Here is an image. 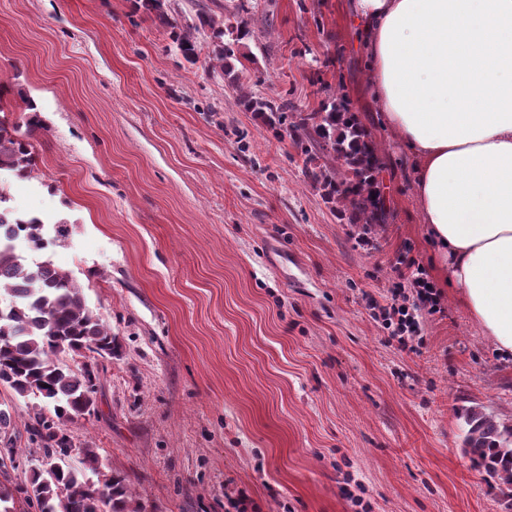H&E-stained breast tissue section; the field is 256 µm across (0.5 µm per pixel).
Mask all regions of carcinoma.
Segmentation results:
<instances>
[{"mask_svg":"<svg viewBox=\"0 0 512 512\" xmlns=\"http://www.w3.org/2000/svg\"><path fill=\"white\" fill-rule=\"evenodd\" d=\"M134 7L170 29L173 50L189 63L198 58L196 33L209 28L213 48L208 69L239 83L232 60L247 35L239 13L252 4L240 0L238 12L219 17L198 2L195 25H180L171 19L161 0H134ZM238 103L276 131L289 125L290 136L306 155L308 176L321 186L327 199L350 212L351 223L363 225L369 233L385 223L386 210L377 190V148L343 100L332 94L320 110L299 112L291 123L288 112L293 107L286 99L243 91ZM28 109L22 126L0 117V170L19 175L34 170L35 156L26 137L46 127L36 105L29 104ZM23 126L24 135L20 133ZM7 202L0 191V240L23 236L41 249L50 240L56 243L68 237L67 225H49L36 216L17 218ZM1 294L8 295L10 303L0 305V385L18 397L41 398L52 407L50 417L40 410L34 413L30 431L58 466L52 471L37 468L28 482L14 487L0 484V504L20 499L32 512H135L124 476L104 473L102 479L89 483L65 461L72 448L66 424L93 411L98 374L91 364L75 371L61 358L85 351L112 357L120 345L111 328L87 307L82 288L72 276L50 261L32 267L0 249ZM463 419L464 445L473 466L512 486V427L500 424L481 407L465 409Z\"/></svg>","mask_w":512,"mask_h":512,"instance_id":"cac0c4a2","label":"carcinoma"}]
</instances>
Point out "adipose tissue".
Instances as JSON below:
<instances>
[{"label": "adipose tissue", "instance_id": "adipose-tissue-1", "mask_svg": "<svg viewBox=\"0 0 512 512\" xmlns=\"http://www.w3.org/2000/svg\"><path fill=\"white\" fill-rule=\"evenodd\" d=\"M447 288L512 357V0H349Z\"/></svg>", "mask_w": 512, "mask_h": 512}]
</instances>
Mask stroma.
I'll use <instances>...</instances> for the list:
<instances>
[{
  "instance_id": "obj_1",
  "label": "stroma",
  "mask_w": 512,
  "mask_h": 512,
  "mask_svg": "<svg viewBox=\"0 0 512 512\" xmlns=\"http://www.w3.org/2000/svg\"><path fill=\"white\" fill-rule=\"evenodd\" d=\"M253 3L248 86L301 112L343 96L378 148L388 219L369 242L207 69L210 36L192 65L131 0H0V109L36 104L47 126L31 177L1 171L0 189L70 225L44 255L122 345L68 425L70 466L96 481L95 449L136 512H512L459 418L478 405L512 426V360L448 293L413 353L371 314L400 257L442 278L347 0ZM38 404L0 386L25 458Z\"/></svg>"
}]
</instances>
